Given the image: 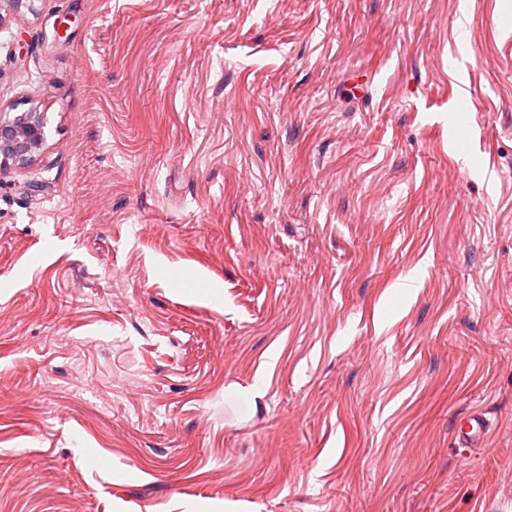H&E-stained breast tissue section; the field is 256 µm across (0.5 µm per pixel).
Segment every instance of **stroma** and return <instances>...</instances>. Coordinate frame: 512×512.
Masks as SVG:
<instances>
[{"instance_id":"35a3bbf8","label":"stroma","mask_w":512,"mask_h":512,"mask_svg":"<svg viewBox=\"0 0 512 512\" xmlns=\"http://www.w3.org/2000/svg\"><path fill=\"white\" fill-rule=\"evenodd\" d=\"M27 110L0 512H512V0H35ZM492 423L481 410H473L466 415L456 427L458 447L477 448L485 445L491 431Z\"/></svg>"}]
</instances>
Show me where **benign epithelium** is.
Listing matches in <instances>:
<instances>
[{"mask_svg":"<svg viewBox=\"0 0 512 512\" xmlns=\"http://www.w3.org/2000/svg\"><path fill=\"white\" fill-rule=\"evenodd\" d=\"M45 144L41 113L26 111L11 118L0 117V167L25 166L36 160Z\"/></svg>","mask_w":512,"mask_h":512,"instance_id":"7a95c632","label":"benign epithelium"}]
</instances>
